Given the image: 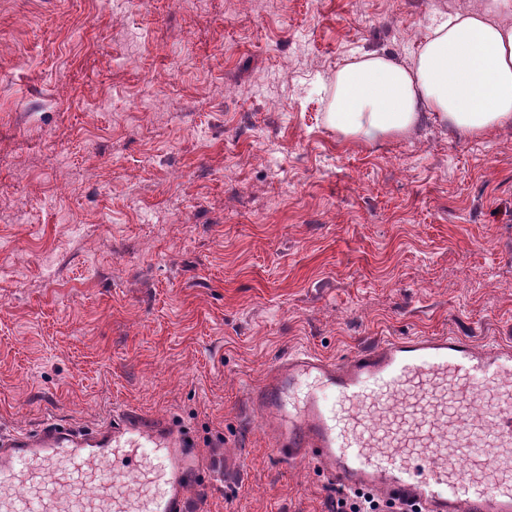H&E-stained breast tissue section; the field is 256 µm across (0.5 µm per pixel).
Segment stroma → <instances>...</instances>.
I'll return each mask as SVG.
<instances>
[{"label":"stroma","mask_w":512,"mask_h":512,"mask_svg":"<svg viewBox=\"0 0 512 512\" xmlns=\"http://www.w3.org/2000/svg\"><path fill=\"white\" fill-rule=\"evenodd\" d=\"M481 2L0 0V432L133 407L188 426L198 512H333L245 392L301 349L512 341V126L345 140L320 83Z\"/></svg>","instance_id":"35a3bbf8"}]
</instances>
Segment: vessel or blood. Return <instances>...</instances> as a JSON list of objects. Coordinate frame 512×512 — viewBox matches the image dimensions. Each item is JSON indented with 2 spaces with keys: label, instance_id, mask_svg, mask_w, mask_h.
Masks as SVG:
<instances>
[{
  "label": "vessel or blood",
  "instance_id": "vessel-or-blood-1",
  "mask_svg": "<svg viewBox=\"0 0 512 512\" xmlns=\"http://www.w3.org/2000/svg\"><path fill=\"white\" fill-rule=\"evenodd\" d=\"M475 397L480 422L459 432L448 399ZM273 447L311 463L347 491L372 490L423 512H512V344L409 336L337 362L306 351L280 358L248 389ZM170 419L133 408L87 430L51 420L33 434L0 435V512H58L30 496L45 475L96 487L83 512H196L202 462ZM470 460L461 472L458 460ZM135 479V492L108 483Z\"/></svg>",
  "mask_w": 512,
  "mask_h": 512
}]
</instances>
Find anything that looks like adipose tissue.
Returning a JSON list of instances; mask_svg holds the SVG:
<instances>
[{"label":"adipose tissue","mask_w":512,"mask_h":512,"mask_svg":"<svg viewBox=\"0 0 512 512\" xmlns=\"http://www.w3.org/2000/svg\"><path fill=\"white\" fill-rule=\"evenodd\" d=\"M327 91L326 122L347 138L402 136L425 112L468 138L512 124V0L441 16L410 64L352 57Z\"/></svg>","instance_id":"1"}]
</instances>
